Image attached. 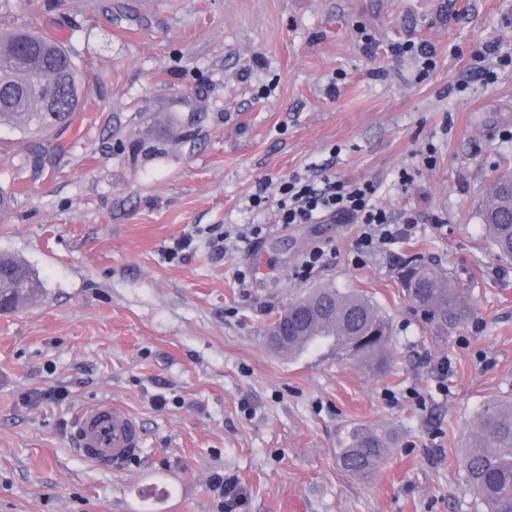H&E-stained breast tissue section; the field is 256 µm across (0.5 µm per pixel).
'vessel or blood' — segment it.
<instances>
[{"label": "vessel or blood", "instance_id": "b4317fda", "mask_svg": "<svg viewBox=\"0 0 512 512\" xmlns=\"http://www.w3.org/2000/svg\"><path fill=\"white\" fill-rule=\"evenodd\" d=\"M139 422L122 406L103 400L84 407L73 426V446L88 462L105 468L123 464L140 448Z\"/></svg>", "mask_w": 512, "mask_h": 512}]
</instances>
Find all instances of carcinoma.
<instances>
[{
  "instance_id": "cac0c4a2",
  "label": "carcinoma",
  "mask_w": 512,
  "mask_h": 512,
  "mask_svg": "<svg viewBox=\"0 0 512 512\" xmlns=\"http://www.w3.org/2000/svg\"><path fill=\"white\" fill-rule=\"evenodd\" d=\"M81 73L75 53L45 26L32 20L0 25V125L48 137L67 125L81 102ZM483 224L498 257L512 260V176L492 184L481 204ZM398 280L404 296L429 312L430 323L444 327L463 314L461 289L451 276L415 257L403 262ZM43 282L29 264L0 254V310L42 294ZM310 337L305 348L336 346V356L390 368L387 349L392 329L387 316L365 295L334 287L298 297L278 314L265 334L277 351L295 352L294 343ZM388 438L371 428L354 430L337 457L347 473L367 477L385 459ZM463 485L487 512H512V402L481 414L466 448L458 455Z\"/></svg>"
}]
</instances>
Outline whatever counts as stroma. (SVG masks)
I'll return each mask as SVG.
<instances>
[{"label": "stroma", "instance_id": "obj_1", "mask_svg": "<svg viewBox=\"0 0 512 512\" xmlns=\"http://www.w3.org/2000/svg\"><path fill=\"white\" fill-rule=\"evenodd\" d=\"M12 14L66 39L85 106L48 141L0 126L15 196L0 252L44 283L0 312V512H484L455 459L512 401V261L479 215L512 172V0H14ZM407 41L434 50L429 73L391 52ZM308 169L374 180L418 226L353 264L357 225L276 222L279 184ZM246 224L257 243L239 242ZM318 243L335 259L296 277ZM414 255L463 290L448 329L401 292ZM328 285L389 318L390 372L268 349L278 313ZM101 399L143 428L119 470L73 449ZM359 427L390 437L367 478L336 459ZM228 479L245 497L231 511Z\"/></svg>", "mask_w": 512, "mask_h": 512}]
</instances>
